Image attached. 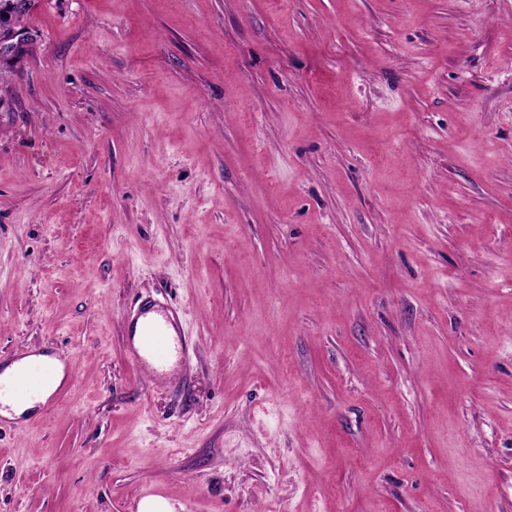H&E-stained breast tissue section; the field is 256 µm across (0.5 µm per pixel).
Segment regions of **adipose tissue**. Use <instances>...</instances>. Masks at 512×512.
I'll return each mask as SVG.
<instances>
[{
	"instance_id": "adipose-tissue-1",
	"label": "adipose tissue",
	"mask_w": 512,
	"mask_h": 512,
	"mask_svg": "<svg viewBox=\"0 0 512 512\" xmlns=\"http://www.w3.org/2000/svg\"><path fill=\"white\" fill-rule=\"evenodd\" d=\"M33 379V398L19 401L15 398L23 378ZM63 378L62 365L49 357L31 356L13 363L0 373V404L9 407L14 415H21L41 403L55 390Z\"/></svg>"
}]
</instances>
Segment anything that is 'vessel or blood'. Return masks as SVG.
Returning <instances> with one entry per match:
<instances>
[{"instance_id":"b4317fda","label":"vessel or blood","mask_w":512,"mask_h":512,"mask_svg":"<svg viewBox=\"0 0 512 512\" xmlns=\"http://www.w3.org/2000/svg\"><path fill=\"white\" fill-rule=\"evenodd\" d=\"M127 326L129 335L136 338L135 343L128 346L130 358L152 373L165 371L172 360L187 358L180 313L156 299H141Z\"/></svg>"}]
</instances>
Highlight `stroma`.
<instances>
[{
	"mask_svg": "<svg viewBox=\"0 0 512 512\" xmlns=\"http://www.w3.org/2000/svg\"><path fill=\"white\" fill-rule=\"evenodd\" d=\"M0 86V512H512V0H36ZM185 309L149 381L126 316ZM62 368V364L56 359L43 356H31L13 363L0 376L1 403L4 407H9L16 417L32 409L38 403H43L61 382ZM25 377L35 381L32 388L35 398L26 399L27 393L18 391L17 397L24 401H17L14 392Z\"/></svg>",
	"mask_w": 512,
	"mask_h": 512,
	"instance_id": "stroma-1",
	"label": "stroma"
}]
</instances>
